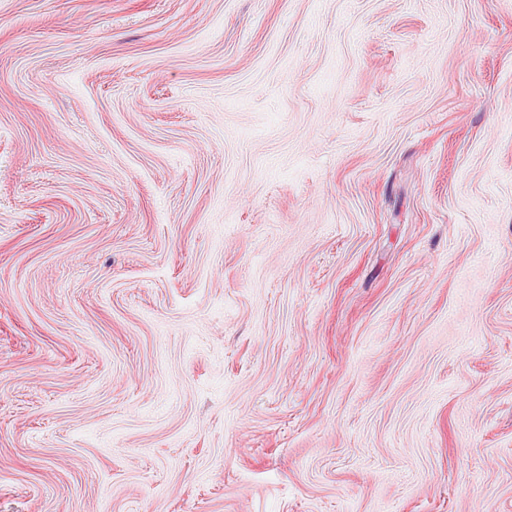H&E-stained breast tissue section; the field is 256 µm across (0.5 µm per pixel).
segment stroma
<instances>
[{
  "instance_id": "obj_1",
  "label": "stroma",
  "mask_w": 512,
  "mask_h": 512,
  "mask_svg": "<svg viewBox=\"0 0 512 512\" xmlns=\"http://www.w3.org/2000/svg\"><path fill=\"white\" fill-rule=\"evenodd\" d=\"M0 512H512V0H0Z\"/></svg>"
}]
</instances>
